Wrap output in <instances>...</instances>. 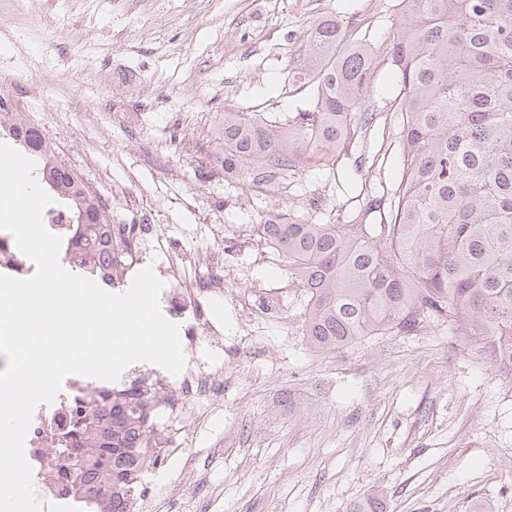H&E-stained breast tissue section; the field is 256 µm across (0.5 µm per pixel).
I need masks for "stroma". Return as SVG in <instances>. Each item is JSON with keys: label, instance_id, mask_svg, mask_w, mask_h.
Here are the masks:
<instances>
[{"label": "stroma", "instance_id": "35a3bbf8", "mask_svg": "<svg viewBox=\"0 0 512 512\" xmlns=\"http://www.w3.org/2000/svg\"><path fill=\"white\" fill-rule=\"evenodd\" d=\"M402 0H0V97L37 100L60 161L111 203L148 212L153 269L190 283L223 246L224 291L203 298L219 340L187 362L216 396L158 413L174 454L146 464L134 512H512V376L442 321L313 351L308 296L260 242V214L315 208L342 224L399 177ZM373 58V118L334 169L288 191L224 174V114L285 123L311 110L306 46L325 17Z\"/></svg>", "mask_w": 512, "mask_h": 512}]
</instances>
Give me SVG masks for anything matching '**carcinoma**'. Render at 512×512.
<instances>
[{
    "mask_svg": "<svg viewBox=\"0 0 512 512\" xmlns=\"http://www.w3.org/2000/svg\"><path fill=\"white\" fill-rule=\"evenodd\" d=\"M391 64L400 79V179L390 202L364 200L346 224L265 214L259 240L282 254L309 297L302 334L315 351L341 349L378 332L411 334L443 320L483 342L488 364L512 373V0H404ZM339 26L324 19L310 36L313 109L293 123L224 112V174L276 186L299 166L333 168L320 149L347 147L372 69L364 45L339 50ZM72 209L65 251L102 279L119 259L106 225L75 176L42 151ZM373 214L377 223L367 221ZM90 446L71 486L95 512H131L146 448L160 429L137 395L79 421Z\"/></svg>",
    "mask_w": 512,
    "mask_h": 512,
    "instance_id": "cac0c4a2",
    "label": "carcinoma"
}]
</instances>
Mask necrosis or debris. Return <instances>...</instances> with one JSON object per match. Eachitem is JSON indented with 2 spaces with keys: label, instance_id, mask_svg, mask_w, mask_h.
Listing matches in <instances>:
<instances>
[{
  "label": "necrosis or debris",
  "instance_id": "4bbe7bcc",
  "mask_svg": "<svg viewBox=\"0 0 512 512\" xmlns=\"http://www.w3.org/2000/svg\"><path fill=\"white\" fill-rule=\"evenodd\" d=\"M224 266V251H213V260L206 272L199 275L194 292L178 289L162 291L160 300L167 307L184 313L198 308L200 296L221 292ZM150 380L149 374L138 373L123 382H109L71 375L64 379L60 393L53 403L39 405L25 440V455L33 469V485L43 512H80L81 503L70 494V480L65 475L69 466L67 450L84 445L83 435L74 431V422L79 412L111 404L122 387H143ZM214 384L213 377L204 371L188 370L180 386L169 389L158 386L152 397L167 407L184 403L190 392L209 394Z\"/></svg>",
  "mask_w": 512,
  "mask_h": 512
}]
</instances>
